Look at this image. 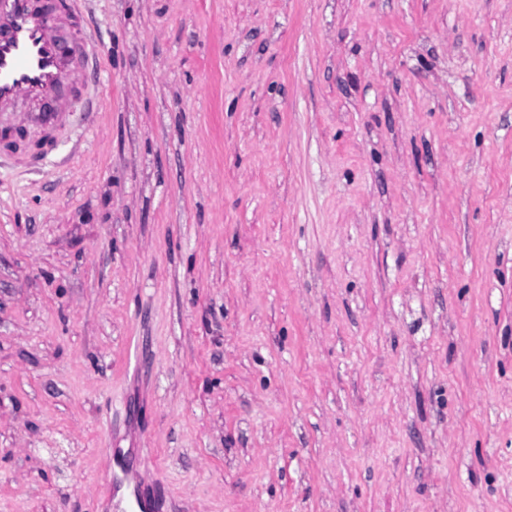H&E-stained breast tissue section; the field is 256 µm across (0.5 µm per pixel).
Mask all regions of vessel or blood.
<instances>
[{"mask_svg":"<svg viewBox=\"0 0 512 512\" xmlns=\"http://www.w3.org/2000/svg\"><path fill=\"white\" fill-rule=\"evenodd\" d=\"M71 7L70 0L36 6L34 0H0V101L19 96L42 102L71 81L76 68L91 58L67 45L58 20Z\"/></svg>","mask_w":512,"mask_h":512,"instance_id":"vessel-or-blood-1","label":"vessel or blood"}]
</instances>
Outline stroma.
Here are the masks:
<instances>
[{"instance_id": "obj_1", "label": "stroma", "mask_w": 512, "mask_h": 512, "mask_svg": "<svg viewBox=\"0 0 512 512\" xmlns=\"http://www.w3.org/2000/svg\"><path fill=\"white\" fill-rule=\"evenodd\" d=\"M79 2L0 166V512H512V0Z\"/></svg>"}]
</instances>
